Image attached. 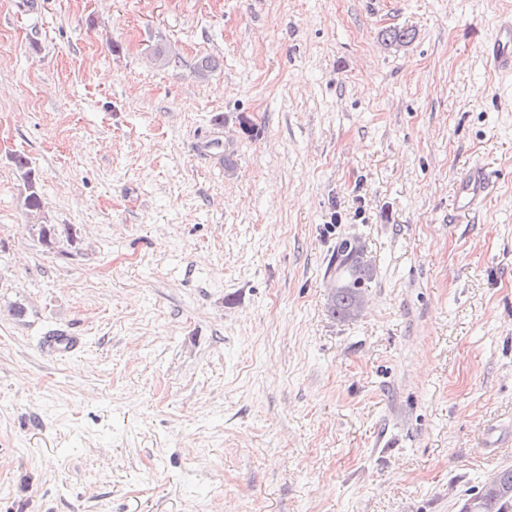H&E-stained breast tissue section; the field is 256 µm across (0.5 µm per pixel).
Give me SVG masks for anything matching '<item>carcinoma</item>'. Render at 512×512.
<instances>
[{"instance_id": "carcinoma-1", "label": "carcinoma", "mask_w": 512, "mask_h": 512, "mask_svg": "<svg viewBox=\"0 0 512 512\" xmlns=\"http://www.w3.org/2000/svg\"><path fill=\"white\" fill-rule=\"evenodd\" d=\"M13 163L21 173L22 209L37 226L38 239L47 247L57 244L56 225L49 223L43 200L37 190V177L31 163L24 155L13 157ZM329 271L336 275V286L328 293L327 309L342 321L359 315L363 307L364 288L372 276V270L363 259V252L346 242L338 247L336 258ZM460 512H512V467L495 473L480 491L467 498Z\"/></svg>"}]
</instances>
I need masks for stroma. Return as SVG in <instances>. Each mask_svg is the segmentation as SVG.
<instances>
[{
    "instance_id": "35a3bbf8",
    "label": "stroma",
    "mask_w": 512,
    "mask_h": 512,
    "mask_svg": "<svg viewBox=\"0 0 512 512\" xmlns=\"http://www.w3.org/2000/svg\"><path fill=\"white\" fill-rule=\"evenodd\" d=\"M22 2L0 512H459L512 466V76L480 52L512 0ZM477 164L486 199L456 212ZM343 241L373 276L340 322ZM53 325L80 349L42 354ZM13 163L21 173L23 189L21 191L22 209L26 216L33 219L38 234L33 224H29L33 233L37 234L39 241L46 247L53 248L57 244L58 233L56 224H49L46 216L43 200L37 190V177L31 163L24 155H15Z\"/></svg>"
}]
</instances>
